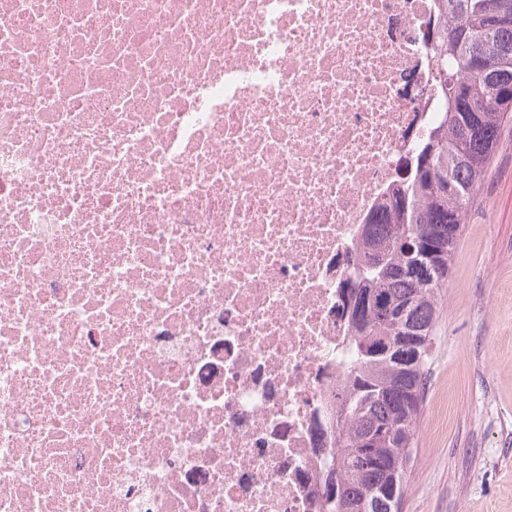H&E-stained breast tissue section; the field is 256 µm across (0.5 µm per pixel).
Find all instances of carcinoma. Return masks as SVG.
Returning a JSON list of instances; mask_svg holds the SVG:
<instances>
[{
  "label": "carcinoma",
  "instance_id": "carcinoma-1",
  "mask_svg": "<svg viewBox=\"0 0 512 512\" xmlns=\"http://www.w3.org/2000/svg\"><path fill=\"white\" fill-rule=\"evenodd\" d=\"M429 45L438 122L363 225L343 284L353 363L336 389V446L314 490L320 512H400L441 291L462 224L512 120V0H435ZM371 455L360 451L368 436Z\"/></svg>",
  "mask_w": 512,
  "mask_h": 512
}]
</instances>
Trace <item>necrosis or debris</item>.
<instances>
[{"mask_svg": "<svg viewBox=\"0 0 512 512\" xmlns=\"http://www.w3.org/2000/svg\"><path fill=\"white\" fill-rule=\"evenodd\" d=\"M434 16L0 0V512H317Z\"/></svg>", "mask_w": 512, "mask_h": 512, "instance_id": "necrosis-or-debris-1", "label": "necrosis or debris"}]
</instances>
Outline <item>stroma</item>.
Segmentation results:
<instances>
[{
    "mask_svg": "<svg viewBox=\"0 0 512 512\" xmlns=\"http://www.w3.org/2000/svg\"><path fill=\"white\" fill-rule=\"evenodd\" d=\"M401 512H512V122L442 293Z\"/></svg>",
    "mask_w": 512,
    "mask_h": 512,
    "instance_id": "35a3bbf8",
    "label": "stroma"
}]
</instances>
